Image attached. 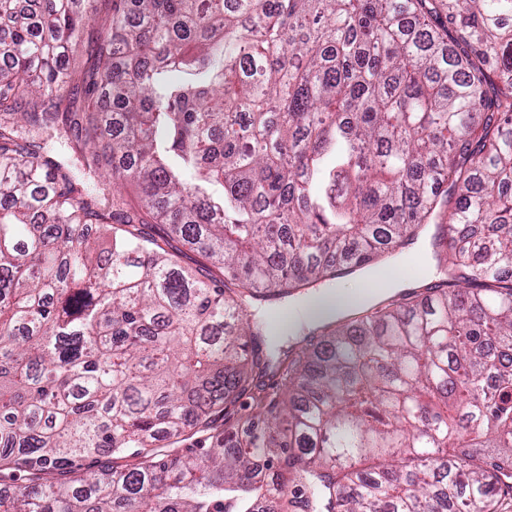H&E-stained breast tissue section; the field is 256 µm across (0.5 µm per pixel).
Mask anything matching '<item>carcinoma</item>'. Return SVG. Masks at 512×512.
<instances>
[{
    "instance_id": "carcinoma-1",
    "label": "carcinoma",
    "mask_w": 512,
    "mask_h": 512,
    "mask_svg": "<svg viewBox=\"0 0 512 512\" xmlns=\"http://www.w3.org/2000/svg\"><path fill=\"white\" fill-rule=\"evenodd\" d=\"M18 4L0 512H506L512 0ZM430 224L444 278L260 348L250 305Z\"/></svg>"
}]
</instances>
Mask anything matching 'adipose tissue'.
<instances>
[{"label": "adipose tissue", "instance_id": "obj_1", "mask_svg": "<svg viewBox=\"0 0 512 512\" xmlns=\"http://www.w3.org/2000/svg\"><path fill=\"white\" fill-rule=\"evenodd\" d=\"M355 290L343 293L328 288L305 300L293 301L288 310V327L297 332L314 327L319 321L337 317L356 305L368 304L380 296L402 289L406 281L399 273L370 269L354 279Z\"/></svg>", "mask_w": 512, "mask_h": 512}]
</instances>
